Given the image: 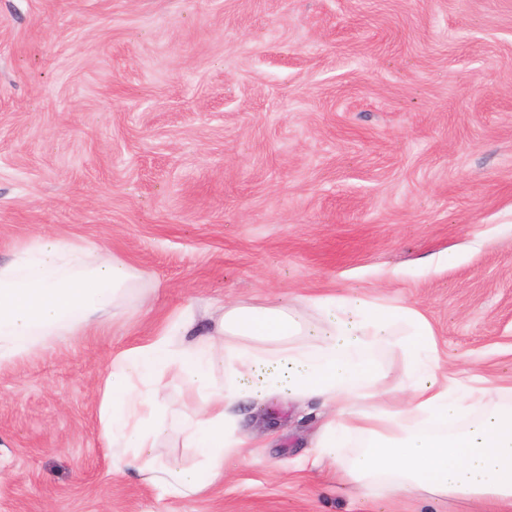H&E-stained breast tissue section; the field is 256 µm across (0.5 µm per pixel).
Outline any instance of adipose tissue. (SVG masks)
Segmentation results:
<instances>
[{
    "mask_svg": "<svg viewBox=\"0 0 512 512\" xmlns=\"http://www.w3.org/2000/svg\"><path fill=\"white\" fill-rule=\"evenodd\" d=\"M139 276L102 250L50 234L34 238L0 264V363L97 329ZM305 303L322 323L303 326L277 308H225L215 335L250 336L256 343L223 356L213 340L182 343L193 322L187 316L113 359L100 389L104 439L125 453L153 447L161 416L157 382L174 371L201 400L185 429L205 467L153 469L152 481L172 493H197L223 472L224 456L235 448L226 430L240 399L276 395L315 399L327 410L320 457H338L348 443H360V452L342 462L336 475L366 494L380 488L394 495L423 493L494 502L512 512V411L486 402L496 382L443 370L433 331L413 308L353 294L309 297ZM396 331L408 335L411 373L388 387L374 354ZM289 336L307 342L266 345L267 339ZM368 401L374 410H362Z\"/></svg>",
    "mask_w": 512,
    "mask_h": 512,
    "instance_id": "adipose-tissue-1",
    "label": "adipose tissue"
}]
</instances>
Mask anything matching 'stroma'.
I'll return each instance as SVG.
<instances>
[{"mask_svg":"<svg viewBox=\"0 0 512 512\" xmlns=\"http://www.w3.org/2000/svg\"><path fill=\"white\" fill-rule=\"evenodd\" d=\"M50 233L143 272L102 329L0 366V512H478L313 466L316 401L237 404L205 490L165 374L116 462L112 358L193 315L353 293L429 321L443 365L512 385V0H0V264Z\"/></svg>","mask_w":512,"mask_h":512,"instance_id":"obj_1","label":"stroma"}]
</instances>
